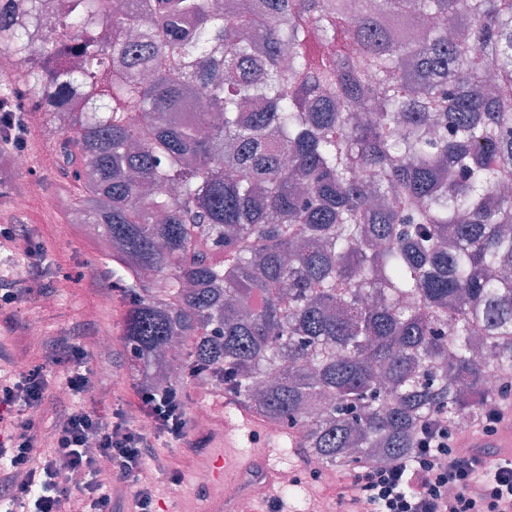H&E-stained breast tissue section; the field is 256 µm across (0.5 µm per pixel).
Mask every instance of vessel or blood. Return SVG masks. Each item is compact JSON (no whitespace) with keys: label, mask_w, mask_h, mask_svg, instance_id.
<instances>
[{"label":"vessel or blood","mask_w":512,"mask_h":512,"mask_svg":"<svg viewBox=\"0 0 512 512\" xmlns=\"http://www.w3.org/2000/svg\"><path fill=\"white\" fill-rule=\"evenodd\" d=\"M267 436L268 442L262 455L254 457L241 456L237 448L242 437L250 434ZM290 447L301 445L300 430H291L287 439ZM275 432L269 431L265 422L257 419L249 409L232 395L224 397V452L213 461V480L222 485L236 482L239 474L252 469H260L268 488H275L279 482L277 469V449L284 441ZM467 448H509L512 449V420L492 436H469L463 441Z\"/></svg>","instance_id":"obj_1"}]
</instances>
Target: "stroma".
I'll use <instances>...</instances> for the list:
<instances>
[{
  "mask_svg": "<svg viewBox=\"0 0 512 512\" xmlns=\"http://www.w3.org/2000/svg\"><path fill=\"white\" fill-rule=\"evenodd\" d=\"M31 134L28 147L35 161L33 178L17 175L9 161L11 146L0 143V224H27L45 244L46 260L60 263L69 279L64 285L53 286L49 293L54 303H26L17 313L13 324L0 316V344L11 349L13 368H23L28 354L31 324H40L45 336H110L112 367L100 375L99 388L86 408L107 419L117 401L132 404L137 400L135 372L123 353L121 340L125 305L115 287L113 263L103 254L102 244L89 235L84 223L75 221L70 181L64 175V162L56 144L62 135L60 124L46 112L27 115ZM37 182L39 197L30 200L24 210L14 206L16 196L24 194L30 182ZM111 303L100 308L101 296ZM218 494L201 497L194 481L193 470L185 471L179 484L165 485L157 499V512H200L204 503L219 502Z\"/></svg>",
  "mask_w": 512,
  "mask_h": 512,
  "instance_id": "1",
  "label": "stroma"
}]
</instances>
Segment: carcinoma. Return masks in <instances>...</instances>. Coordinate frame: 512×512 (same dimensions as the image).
<instances>
[{
  "label": "carcinoma",
  "instance_id": "obj_1",
  "mask_svg": "<svg viewBox=\"0 0 512 512\" xmlns=\"http://www.w3.org/2000/svg\"><path fill=\"white\" fill-rule=\"evenodd\" d=\"M47 2L0 0V106L70 110L138 386L214 378L327 469L512 386V0Z\"/></svg>",
  "mask_w": 512,
  "mask_h": 512
}]
</instances>
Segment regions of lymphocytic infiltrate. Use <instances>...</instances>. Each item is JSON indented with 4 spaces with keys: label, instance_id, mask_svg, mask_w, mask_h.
<instances>
[{
    "label": "lymphocytic infiltrate",
    "instance_id": "f902f5d3",
    "mask_svg": "<svg viewBox=\"0 0 512 512\" xmlns=\"http://www.w3.org/2000/svg\"><path fill=\"white\" fill-rule=\"evenodd\" d=\"M0 253L28 261L25 279L0 277V314L13 316L36 300L44 245L25 224L0 225ZM88 339L63 336L43 341L25 371L0 380V505L5 512H112V486L134 490V512H154L149 476L157 444L195 451L207 438L193 437L181 388L139 390L133 405L117 404L111 419L82 404L95 385L86 368ZM60 366L61 396L50 397L47 372ZM52 407L40 431L29 411ZM460 434L437 425L425 432L413 458L366 464L337 478V505L349 512H512V457L492 448L460 447ZM111 462L101 470L100 458Z\"/></svg>",
    "mask_w": 512,
    "mask_h": 512
}]
</instances>
